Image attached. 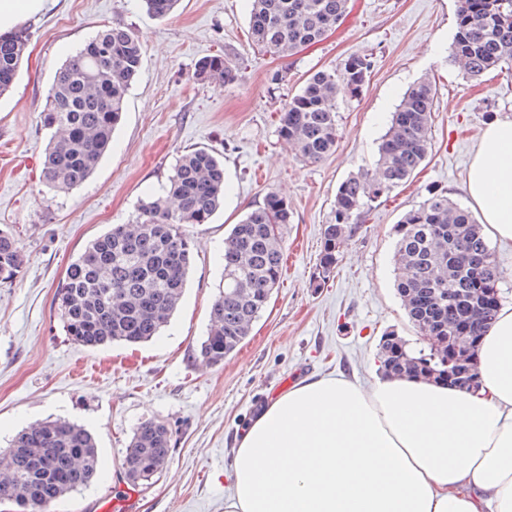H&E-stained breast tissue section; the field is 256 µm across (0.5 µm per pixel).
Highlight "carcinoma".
I'll list each match as a JSON object with an SVG mask.
<instances>
[{"instance_id":"cac0c4a2","label":"carcinoma","mask_w":512,"mask_h":512,"mask_svg":"<svg viewBox=\"0 0 512 512\" xmlns=\"http://www.w3.org/2000/svg\"><path fill=\"white\" fill-rule=\"evenodd\" d=\"M349 0H251L249 34L253 45L288 58L322 41L346 13ZM154 17L168 16L177 0H143ZM452 61L470 79L512 70V0H458ZM30 33L19 27L0 34V95L12 86ZM143 62V46L129 27L114 24L86 40L56 72L40 114L51 131L41 169L42 182L56 191L82 185L112 149L126 96ZM373 60L354 53L336 67L311 72L299 91L282 105L278 136L303 161L329 157L338 136L337 101L357 98L369 82ZM197 78L215 87L237 79L226 53L199 61ZM436 89L428 81L403 95L378 146L370 173L344 180L336 191L333 218L324 225L316 277L334 272L372 205L408 181L431 150V118ZM224 161L207 147L181 156L162 189L138 205L128 224L91 240L68 264L55 294L62 330L90 348L114 342L139 344L160 335L184 296L195 261L188 233L207 224L224 202ZM292 218L288 198L270 191L246 212L224 239V273L199 356L218 364L247 338L253 323L280 287L282 231ZM396 291L406 316L425 337L429 353L414 356L405 342L381 338L382 369L394 377L448 378V340L456 325L470 322L482 336L495 321L500 303L484 305L481 294L498 293L499 271L482 225L472 212L448 199V192L426 188L418 205L394 226ZM25 255L18 239L0 229V284L21 271ZM172 432L145 420L133 430L123 459L128 482L144 485L170 459ZM99 467L94 437L66 420L37 422L0 449V500L14 499L19 512H49L59 499L89 485Z\"/></svg>"}]
</instances>
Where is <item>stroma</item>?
Listing matches in <instances>:
<instances>
[{"instance_id":"stroma-1","label":"stroma","mask_w":512,"mask_h":512,"mask_svg":"<svg viewBox=\"0 0 512 512\" xmlns=\"http://www.w3.org/2000/svg\"><path fill=\"white\" fill-rule=\"evenodd\" d=\"M249 12L250 0H179L165 18L149 15L139 0H47L26 20L23 64L0 96V228L17 236L25 254L20 277L0 284V448L35 422L65 419L88 429L100 469L70 496V512L125 487L126 445L149 418L164 422L173 441L167 467L139 488L140 512H224L235 439L264 401L316 374L371 385L380 340L391 331L410 352L426 348L396 291L394 226L431 185L469 207L463 183L480 135L489 123L512 119V74L472 81L449 60L456 0H349L335 31L287 59L252 45ZM112 23L131 27L144 49L112 151L83 185L49 191L40 181L49 134L39 120L48 90L64 61ZM227 51L237 59V81L200 82L198 62ZM354 52L373 57L369 83L361 96L340 100L334 153L304 163L279 139L277 114L308 70L337 66ZM276 71L287 74L278 85L270 82ZM426 77L437 91L429 157L412 182L367 213L334 276L315 286L338 186L373 168L391 113ZM199 146L224 156V205L190 230L195 264L162 335L95 349L68 340L54 296L69 262L110 225L131 220L180 155ZM271 190L293 206L282 284L237 350L221 364H204L198 348L223 274L224 239Z\"/></svg>"}]
</instances>
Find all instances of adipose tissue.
<instances>
[{
  "label": "adipose tissue",
  "instance_id": "adipose-tissue-1",
  "mask_svg": "<svg viewBox=\"0 0 512 512\" xmlns=\"http://www.w3.org/2000/svg\"><path fill=\"white\" fill-rule=\"evenodd\" d=\"M467 194L512 243V120L484 129ZM477 368L475 392L322 375L275 394L240 433L224 512H512V304Z\"/></svg>",
  "mask_w": 512,
  "mask_h": 512
}]
</instances>
